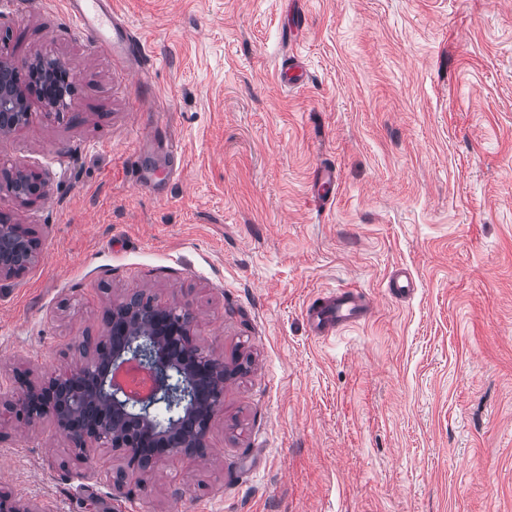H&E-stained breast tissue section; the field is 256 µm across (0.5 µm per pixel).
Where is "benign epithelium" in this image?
Masks as SVG:
<instances>
[{
	"instance_id": "1",
	"label": "benign epithelium",
	"mask_w": 512,
	"mask_h": 512,
	"mask_svg": "<svg viewBox=\"0 0 512 512\" xmlns=\"http://www.w3.org/2000/svg\"><path fill=\"white\" fill-rule=\"evenodd\" d=\"M76 76L63 59L18 64L0 51V137L24 126L29 102L66 106ZM42 174L18 168L0 178L22 204L46 194ZM39 259V243L25 224H0V281L21 277ZM195 317L187 305L160 303L134 293L106 307L104 336H87L80 360L62 373L33 381L26 375L0 393V406L28 426L49 419L63 431L74 455L88 466L94 452L117 453L125 468L108 472L112 490L124 494L129 472L148 473L173 456L200 457L224 402V380L238 369L202 353L194 342ZM139 365L153 374L155 389L136 396L115 374ZM0 512H42L0 488Z\"/></svg>"
}]
</instances>
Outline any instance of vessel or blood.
I'll return each instance as SVG.
<instances>
[{
  "label": "vessel or blood",
  "instance_id": "b4317fda",
  "mask_svg": "<svg viewBox=\"0 0 512 512\" xmlns=\"http://www.w3.org/2000/svg\"><path fill=\"white\" fill-rule=\"evenodd\" d=\"M65 9L70 22L80 30L96 35L99 52L114 57L145 56L140 36L129 31L128 24L112 7V0H66ZM123 30L122 40H114L112 31ZM372 310L369 299L359 290L341 289L310 301L304 318L312 332L326 336L366 321Z\"/></svg>",
  "mask_w": 512,
  "mask_h": 512
}]
</instances>
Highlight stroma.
Segmentation results:
<instances>
[{
	"instance_id": "1",
	"label": "stroma",
	"mask_w": 512,
	"mask_h": 512,
	"mask_svg": "<svg viewBox=\"0 0 512 512\" xmlns=\"http://www.w3.org/2000/svg\"><path fill=\"white\" fill-rule=\"evenodd\" d=\"M112 7L149 59L96 52L62 0H0V50L77 78L0 141L1 172L48 182L28 205L0 194L40 241L0 282V391L78 359L136 290L251 364L201 461L116 496L51 421L2 415L0 486L43 512H512V0ZM347 287L368 320L313 335L307 302Z\"/></svg>"
}]
</instances>
